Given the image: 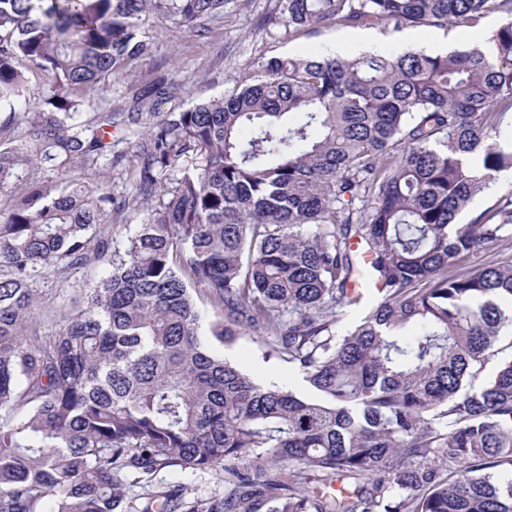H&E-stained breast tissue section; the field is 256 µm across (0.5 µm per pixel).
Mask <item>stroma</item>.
<instances>
[{
	"label": "stroma",
	"mask_w": 512,
	"mask_h": 512,
	"mask_svg": "<svg viewBox=\"0 0 512 512\" xmlns=\"http://www.w3.org/2000/svg\"><path fill=\"white\" fill-rule=\"evenodd\" d=\"M277 12L278 0H224L223 19L211 23L209 32L201 36L180 26L175 16L153 15L146 19L143 33L152 44L150 57L134 64L123 78L105 82L92 95L94 111L112 113L114 152L120 160L100 170L98 178L109 186L113 195L126 202L118 223L134 225L144 219L131 176L139 126L187 109L196 102L230 95L244 77L255 72L261 61L273 57L318 56L328 45L357 32L369 36L382 53L421 49L423 40L431 35L440 36L449 49L455 50L483 42L486 36L512 19L493 13L471 28L397 29L387 24H366L354 29L327 24L291 32L283 25L271 24L270 19ZM159 76L170 84V95L150 102L145 108H137L133 99L135 88ZM95 277V270L89 267L73 270L64 280L54 273H46L37 284L39 333H54L62 314L78 304ZM212 349L259 383L297 391L305 388L297 371L287 364L265 359L263 347L252 336H241L230 346L216 343ZM173 486L182 488L183 498L188 503L220 498L224 495V476L215 471L191 473L164 469L149 481L130 488L129 493L144 497Z\"/></svg>",
	"instance_id": "obj_1"
}]
</instances>
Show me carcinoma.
Here are the masks:
<instances>
[{"instance_id":"1","label":"carcinoma","mask_w":512,"mask_h":512,"mask_svg":"<svg viewBox=\"0 0 512 512\" xmlns=\"http://www.w3.org/2000/svg\"><path fill=\"white\" fill-rule=\"evenodd\" d=\"M149 11L204 34L224 0H0V512H179L180 489L126 505L125 485L165 468L224 472V499L186 512H512V355L481 379L512 325L496 250L512 195L456 223L512 169V23L445 55L270 58L239 92L148 123V218L131 227L92 176L112 163V113L84 106L151 55ZM494 12L512 0H279L270 23ZM25 64L51 79L37 103ZM169 91L157 78L135 101ZM356 240L382 291L339 336ZM479 249L489 262L466 267ZM89 265L104 273L82 307L39 334L43 269ZM196 290L223 311L209 336L254 337L309 395L214 356Z\"/></svg>"}]
</instances>
